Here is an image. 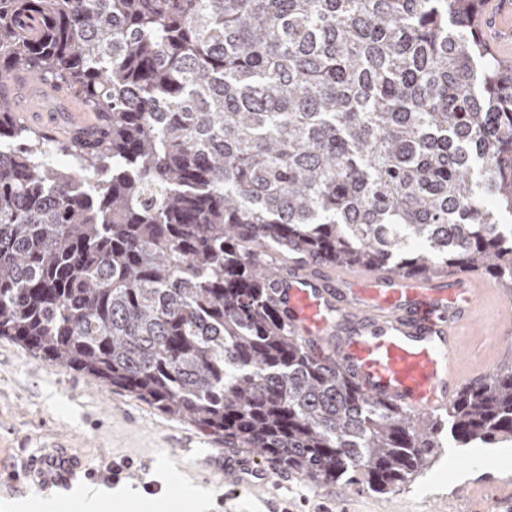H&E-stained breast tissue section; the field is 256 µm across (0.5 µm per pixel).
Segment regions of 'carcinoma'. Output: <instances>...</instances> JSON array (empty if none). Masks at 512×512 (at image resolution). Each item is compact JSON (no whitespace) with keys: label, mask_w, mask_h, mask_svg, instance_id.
<instances>
[{"label":"carcinoma","mask_w":512,"mask_h":512,"mask_svg":"<svg viewBox=\"0 0 512 512\" xmlns=\"http://www.w3.org/2000/svg\"><path fill=\"white\" fill-rule=\"evenodd\" d=\"M484 0H0V76L99 124L60 139L0 101V338L319 489L388 495L512 443V366L443 419L313 352L249 254L479 272L512 296V69Z\"/></svg>","instance_id":"cac0c4a2"}]
</instances>
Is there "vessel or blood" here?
Listing matches in <instances>:
<instances>
[{
	"label": "vessel or blood",
	"mask_w": 512,
	"mask_h": 512,
	"mask_svg": "<svg viewBox=\"0 0 512 512\" xmlns=\"http://www.w3.org/2000/svg\"><path fill=\"white\" fill-rule=\"evenodd\" d=\"M489 36L495 49L512 55V12L502 15ZM25 117L59 135L79 136L92 129L93 113L74 108L47 113L41 97L30 99ZM264 255L278 267L271 296L290 327L316 353L335 356L342 369L369 396L388 400L409 412L447 407L470 373L460 360L462 338L486 298H498L495 285L476 276L438 272L427 278L393 274L382 268L319 269L317 262L291 243L265 245ZM492 343L512 336V303L501 304ZM79 462L65 452L31 459L29 472L45 486L65 487ZM258 458L225 455L221 484L225 500L265 492L284 484L277 469L265 470L262 484L251 473ZM269 512L282 502L269 497Z\"/></svg>",
	"instance_id": "obj_1"
}]
</instances>
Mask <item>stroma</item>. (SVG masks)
Instances as JSON below:
<instances>
[{
	"label": "stroma",
	"mask_w": 512,
	"mask_h": 512,
	"mask_svg": "<svg viewBox=\"0 0 512 512\" xmlns=\"http://www.w3.org/2000/svg\"><path fill=\"white\" fill-rule=\"evenodd\" d=\"M497 313L485 301L466 337V362L496 368L512 363V345L492 344L487 334ZM57 448L70 449L84 462L70 488L38 486L27 462ZM188 448L221 452L222 440L186 420H175L128 392L104 386L81 372L55 367L19 345L0 339V512L26 501L30 512L46 502L78 512L75 495L97 496L96 512H193L184 489L209 494L206 512H225L221 489L203 467L185 456ZM446 457L400 491L379 496L353 485L317 493L301 475H293L285 493L290 512H467L478 491L498 485L500 500L512 504V447L487 448L485 464L474 449L449 448ZM128 465V480L112 483L106 468Z\"/></svg>",
	"instance_id": "obj_1"
}]
</instances>
